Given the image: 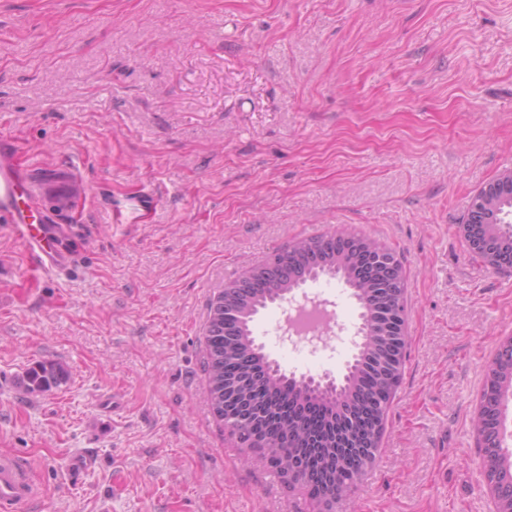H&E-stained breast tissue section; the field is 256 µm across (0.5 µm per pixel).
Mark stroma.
<instances>
[{"label":"stroma","mask_w":512,"mask_h":512,"mask_svg":"<svg viewBox=\"0 0 512 512\" xmlns=\"http://www.w3.org/2000/svg\"><path fill=\"white\" fill-rule=\"evenodd\" d=\"M69 170L51 213L73 270L22 300L0 223V453L42 486L31 512H311L205 397L211 299L343 227L395 250L407 356L375 467L336 512H494L474 413L512 273L468 247L473 194L512 169V0H0V135ZM355 326L335 279L307 283ZM265 352L339 375L351 342ZM67 376L27 388L39 363ZM120 462L124 488L112 489Z\"/></svg>","instance_id":"35a3bbf8"}]
</instances>
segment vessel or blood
<instances>
[{"label":"vessel or blood","instance_id":"b4317fda","mask_svg":"<svg viewBox=\"0 0 512 512\" xmlns=\"http://www.w3.org/2000/svg\"><path fill=\"white\" fill-rule=\"evenodd\" d=\"M18 145H0V220L26 255L24 277L27 288L21 296H29L30 286L38 285L46 276L62 275L72 265V255L64 245L57 226L45 223L29 207L33 190L44 194L67 195L69 183L63 178H36L34 171L14 162ZM38 493L37 482L27 464L13 454L0 455V512H28Z\"/></svg>","mask_w":512,"mask_h":512}]
</instances>
